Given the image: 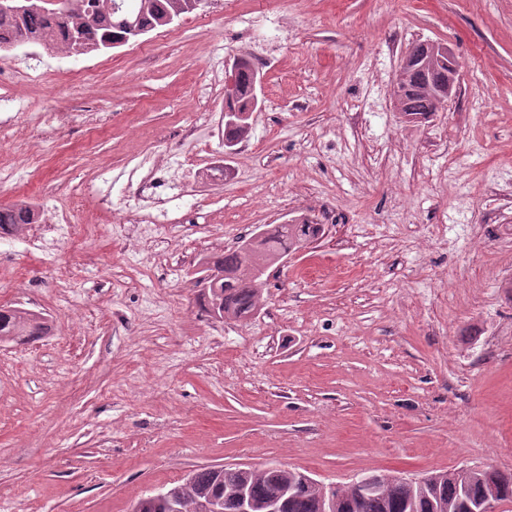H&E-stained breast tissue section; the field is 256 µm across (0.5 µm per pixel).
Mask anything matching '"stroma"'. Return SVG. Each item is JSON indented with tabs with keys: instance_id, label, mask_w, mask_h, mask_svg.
I'll return each mask as SVG.
<instances>
[{
	"instance_id": "35a3bbf8",
	"label": "stroma",
	"mask_w": 512,
	"mask_h": 512,
	"mask_svg": "<svg viewBox=\"0 0 512 512\" xmlns=\"http://www.w3.org/2000/svg\"><path fill=\"white\" fill-rule=\"evenodd\" d=\"M426 40L460 86L413 120L391 82ZM238 55L262 104L214 179ZM0 99V206L71 219L0 237V307L52 326L0 345V512H132L210 465L512 472V0H203L106 52H0ZM141 158L193 162L186 200L142 195ZM161 206L180 232L126 221ZM326 215L255 317L201 311V257Z\"/></svg>"
}]
</instances>
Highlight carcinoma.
I'll return each mask as SVG.
<instances>
[{"label": "carcinoma", "mask_w": 512, "mask_h": 512, "mask_svg": "<svg viewBox=\"0 0 512 512\" xmlns=\"http://www.w3.org/2000/svg\"><path fill=\"white\" fill-rule=\"evenodd\" d=\"M79 10L61 11L53 5L35 8L20 16L0 15V50L8 51L22 39L46 49L66 52L109 50L108 42L121 40L122 23L137 21L150 30L165 26L170 15L186 14V0H81ZM258 71L247 56L240 57L234 85L224 94V107L237 112L232 128L224 136L242 143L250 137L252 122L246 114L253 109L254 83ZM448 85V58L438 51L417 58L404 69L393 85L392 96L407 115L425 116L438 108L439 96ZM39 214L27 204L0 207V229L13 232L24 224L37 222ZM264 238L258 256L269 261L305 247L318 237L321 225L274 224ZM253 261L238 249H230L216 258L215 265L232 269L236 276L229 288L224 280L209 289L201 308L209 311L215 301L230 315L246 316L259 301V283L251 274ZM50 325L41 313L19 307L0 312V343H28L46 335ZM506 501L512 500V473L495 468L474 469L464 475L442 472L429 475L423 482L403 481L382 474L373 475V486L362 490L352 482L342 486L328 499L319 488L306 483V474L290 468L271 466L263 469L244 465L200 466L172 484L162 496L139 499L134 512H170V498L178 502L180 512H199L201 503L213 499L223 512H237V497L244 493L251 512H265L272 501L282 502V512H479L491 489Z\"/></svg>", "instance_id": "carcinoma-1"}]
</instances>
